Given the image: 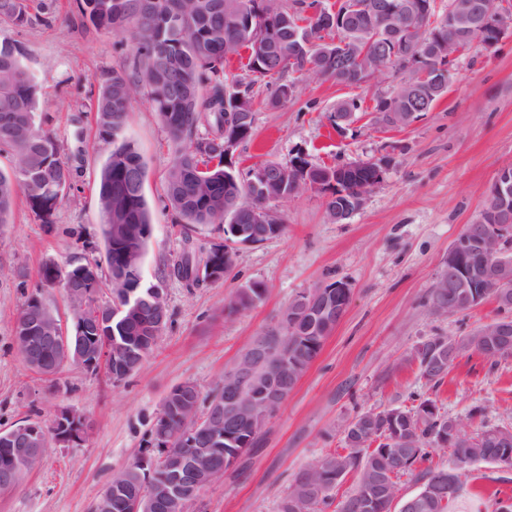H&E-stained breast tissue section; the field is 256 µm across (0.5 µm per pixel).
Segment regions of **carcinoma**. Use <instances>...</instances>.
I'll use <instances>...</instances> for the list:
<instances>
[{
	"label": "carcinoma",
	"instance_id": "carcinoma-1",
	"mask_svg": "<svg viewBox=\"0 0 512 512\" xmlns=\"http://www.w3.org/2000/svg\"><path fill=\"white\" fill-rule=\"evenodd\" d=\"M308 3L296 0L294 11L281 7L265 16L262 26L267 48L256 47L253 28L245 17L228 14L225 0H196L181 17L185 34L174 39L162 14L179 7V0H81V12L98 28L117 32L132 31L140 66L137 75L153 80L156 87L138 90L137 84L128 80L116 69L99 91L94 105V120L99 137L112 144V150L103 164L98 181V198L102 212L104 256L101 261L71 259L61 266L54 261L44 263L40 271L41 287L27 296L23 310L51 317L54 310L44 300L41 288L53 286V281L66 280L91 290L92 301L102 309V325L90 322L89 335L117 338V359L112 368L117 380L122 381L135 373L145 356L141 348L152 346L141 342L144 336L155 335L159 320L169 321V308L159 313L148 302H141L138 311L123 315L121 321L110 322L109 312L120 299L119 286L112 284V275L120 270L123 242L115 237L114 224H127L134 238L131 243L142 254H147L152 238V221L144 194V181L136 182L132 173L146 176L145 164L134 144L122 136L127 123L130 104L128 96L142 92L164 127L174 157L165 175V198L168 206L183 221L180 234L184 241L191 240L195 224H222L228 239L236 240L235 233H244L242 239L264 242L276 237L272 225L254 224L248 215V206H257L261 197L243 191V185L224 165V112H242L244 121L238 125L245 140L253 135L255 102L252 87L258 81L274 87L271 104L280 103V96L295 89V83L284 81L285 73L299 74L302 78L330 81L338 85L361 86L368 83L361 65L354 58L341 53L340 44L358 38L369 41V52L383 69L394 72V63L415 48V44L393 30L388 18L370 16L359 10L345 19L343 24H323V14L313 13L301 17ZM424 5L421 20L433 25V30L445 41L456 38L462 48H468L478 32H461L454 28L450 11L437 14L436 0H419ZM28 0H0V23L21 27L28 23ZM249 52L247 67L253 79L243 81L236 74L224 72L227 55L239 50ZM429 78L422 90H404L396 97L376 96L375 122L390 126V112H428L447 92L448 62L430 47H421ZM164 59L182 63L187 73V84L179 89L169 87L161 68ZM38 88L21 64L14 45L0 42V153L6 152L13 159L12 172L0 171V224L8 223L14 201L23 195L35 216L45 225L54 223L60 204L52 187L71 186V171L60 160V146L56 137L36 123L35 111ZM205 133H198L199 128ZM368 177V169L345 172L341 184L344 195L331 191L328 208L352 207L357 180ZM199 260L214 265L218 280H224L229 271L224 268V243H213L209 248L199 247ZM111 288L112 298L100 303L97 294L103 287ZM265 288L260 282L239 289L238 301L224 306V316L231 317L260 301ZM301 336L293 339L292 353L305 369L317 357L325 337L315 335L310 325L299 326ZM440 337L433 336L423 343L422 349L410 352L407 361L417 365L420 378L433 388L443 384L449 365L465 352L472 351L490 363L512 357V335L501 339L492 353L477 338L461 337L448 353V365L435 364ZM435 401L418 396L413 411L425 412L420 422L401 425L403 435L411 444L399 448L391 442L392 435L380 432L381 442L374 448L367 445L374 434L371 417H376V427L392 425V419L402 410H367L356 416L358 432L345 435L362 444L344 446V452L322 455L315 463L300 469L294 475L288 494L280 504V512H289L288 503L297 496L302 499L305 512H325L330 506L332 492L350 473L356 474L354 489L340 501L337 512H391L393 490L384 485L387 473L396 470V477L411 475L422 486L437 484L440 495L428 502H420L415 512H447L450 499L458 496L464 478L471 466L479 461L497 464L512 447L502 448L490 432L494 427L481 425L475 434L464 439L466 448H451L448 467L420 469L429 449L448 446L440 440V417L426 410ZM160 411L167 423L157 421L152 429L160 427L169 433L187 429V415L180 408L164 401ZM239 444L230 445L224 440L214 441L208 436L196 438V446L210 449L224 459V449L233 448L238 455L257 447L261 429L243 423L234 428ZM125 484L112 487V512H126L127 501L146 479L144 472L126 465ZM455 473L456 484L448 492V473Z\"/></svg>",
	"mask_w": 512,
	"mask_h": 512
}]
</instances>
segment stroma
Here are the masks:
<instances>
[{
	"label": "stroma",
	"mask_w": 512,
	"mask_h": 512,
	"mask_svg": "<svg viewBox=\"0 0 512 512\" xmlns=\"http://www.w3.org/2000/svg\"><path fill=\"white\" fill-rule=\"evenodd\" d=\"M22 27L0 26L40 88L36 121L60 144L71 187L53 226L17 199L0 225V430L24 418L48 421L61 408L92 423L86 441L49 444L39 464L14 487L0 489V512H90L112 474L132 460L167 393L191 380L209 393L246 344L278 325L299 293L347 282L348 308L296 388L262 430L260 445L242 456L200 495L193 512H279L294 473L323 454L342 450L343 429L360 411L411 405L424 395L468 428L512 426V357L492 365L457 358L438 389H429L405 357L430 336H464L497 318L495 301L455 315L435 316L425 301L448 248L474 223L499 169L512 166V29L498 44L461 51L447 93L420 120L399 130L374 121L375 95L393 93L397 78L378 76L373 92L356 86L301 81L287 104L258 107L254 135L237 152L240 167L288 161L303 151L321 166L386 160L383 181L344 223L329 220L319 193L280 203L283 234L237 245L231 277L194 288L169 277L183 241L164 197L162 178L173 148L145 97L131 107L124 135L147 169L145 197L153 233L144 278L158 285L172 314L141 369L113 382L104 372L72 365L55 381L22 361L14 322L42 262L104 251L97 181L112 146L99 138L90 106L112 70L136 72L130 34L94 27L74 0H45ZM344 98L361 101L353 129L337 133L327 110ZM261 301L234 317L224 298L252 282ZM512 497V469L475 465L448 512H497Z\"/></svg>",
	"instance_id": "35a3bbf8"
}]
</instances>
